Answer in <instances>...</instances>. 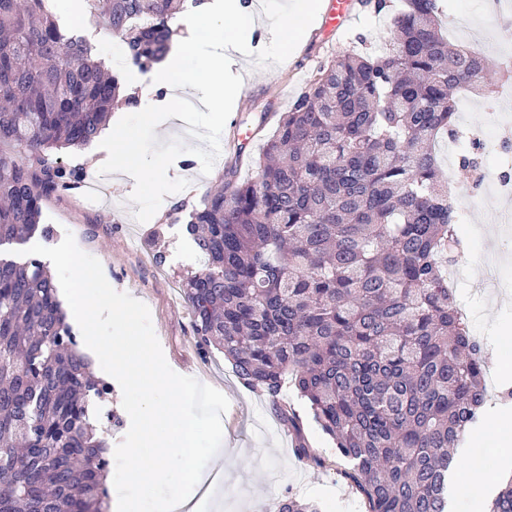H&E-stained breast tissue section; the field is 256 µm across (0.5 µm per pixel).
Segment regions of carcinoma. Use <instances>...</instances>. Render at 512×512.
<instances>
[{"instance_id":"cac0c4a2","label":"carcinoma","mask_w":512,"mask_h":512,"mask_svg":"<svg viewBox=\"0 0 512 512\" xmlns=\"http://www.w3.org/2000/svg\"><path fill=\"white\" fill-rule=\"evenodd\" d=\"M392 41L319 66L255 161L233 168L185 224L203 258L180 280L200 346L276 400L286 380L352 466L367 512H448L454 450L486 403V362L448 287L455 213L434 152L456 96L490 91L483 55L451 48L441 0H362ZM147 71L169 49L177 0H84ZM123 94L49 0H0V246L38 232L42 201L86 178L50 158L89 144ZM95 378L37 258H0V512H108ZM297 456L319 467L298 420ZM278 512H320L288 498ZM487 512H512V482Z\"/></svg>"}]
</instances>
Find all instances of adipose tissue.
<instances>
[{"label": "adipose tissue", "mask_w": 512, "mask_h": 512, "mask_svg": "<svg viewBox=\"0 0 512 512\" xmlns=\"http://www.w3.org/2000/svg\"><path fill=\"white\" fill-rule=\"evenodd\" d=\"M319 7V0H300L297 12L286 16L272 31L267 43L270 53L287 55L305 35ZM181 25L183 36L173 39L169 52L155 67L153 78L164 87L178 83L185 95L204 97L210 104L213 122H221L225 101L237 94L235 87L224 82L225 69L234 63L229 49L251 38L255 29L254 7L246 0H217L215 7L202 9L197 17L182 20ZM160 118V113L148 104L121 129H105L98 139L88 174H95L102 167L139 170L137 129L158 125Z\"/></svg>", "instance_id": "ef3b65f1"}]
</instances>
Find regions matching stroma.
Returning a JSON list of instances; mask_svg holds the SVG:
<instances>
[{
  "label": "stroma",
  "mask_w": 512,
  "mask_h": 512,
  "mask_svg": "<svg viewBox=\"0 0 512 512\" xmlns=\"http://www.w3.org/2000/svg\"><path fill=\"white\" fill-rule=\"evenodd\" d=\"M443 4L449 41L485 54L492 64L486 80L500 87L502 68L512 65V7L507 0H443ZM294 5L295 0H267L257 6L253 42L236 51L237 64L225 75L226 83L237 85L239 94L210 138L230 140L236 131H254L255 138L243 158L231 152L225 155L226 162H240L238 177L243 181L254 177L252 160L274 131L270 124L258 127L260 112L268 104L280 112L286 109L277 99L278 90L296 99L321 63L353 48H381L390 37L387 15L363 10L356 2L350 20L331 41L307 38L293 56L282 57L276 68H268L263 46L266 33L292 12ZM71 20L105 65L129 79L130 91L140 93L151 85L150 72L128 63L118 36L81 13H74ZM206 111L202 105L190 113L187 131L174 121L140 129L145 161L141 173H107L108 194L101 199H86L76 190L63 192L46 203L43 221L54 229L53 242H62L65 233H72L78 247L101 262L115 290L148 306L155 334L175 372L196 378L227 397L229 408L222 416L224 484L212 496L193 492L192 500L201 512H278L279 501L288 495L316 501L321 512H365L348 477L350 463L337 456L333 440L315 422L292 382H285L280 401L298 416L305 441L323 458V466L299 461L295 435L275 416L266 395L245 387L222 353L214 349L202 352L197 343L192 315L178 290L180 274L199 267L194 257L196 246L181 225L162 223L161 218L176 204L199 203L203 193L221 179V169L210 165L209 144L201 146L196 141L195 128ZM466 117L469 126L484 136L512 143V106L475 96L469 101ZM456 153L477 159L478 169L484 173L503 169L502 155L477 152L469 138H462ZM451 169L463 194L472 195L478 169ZM483 198V205L466 207L462 223L456 226L459 247L455 257L463 269L459 301L485 358H512V225L496 221L500 210L512 211V196L499 195L489 187ZM489 249L502 257L500 284L495 288L487 287L482 279L479 255ZM160 253L165 256L161 263L155 260ZM479 426L482 442L470 449L463 465L477 467L481 476L493 483L498 478L500 455L497 427L486 417Z\"/></svg>",
  "instance_id": "35a3bbf8"
}]
</instances>
